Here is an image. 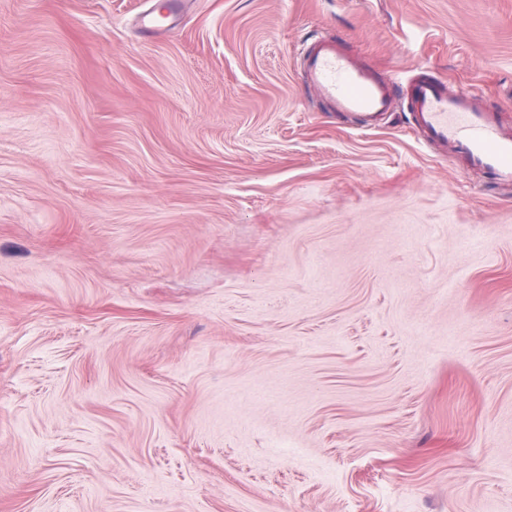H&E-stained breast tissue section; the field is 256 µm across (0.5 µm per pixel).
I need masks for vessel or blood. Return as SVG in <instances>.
Segmentation results:
<instances>
[{
	"label": "vessel or blood",
	"instance_id": "vessel-or-blood-1",
	"mask_svg": "<svg viewBox=\"0 0 512 512\" xmlns=\"http://www.w3.org/2000/svg\"><path fill=\"white\" fill-rule=\"evenodd\" d=\"M309 87L333 112L356 117L360 127L393 111L397 78L381 77L344 50L337 38L314 39L304 59ZM407 111L416 135L444 148L468 171L498 184L512 185V131L498 113L485 108L475 91L449 90L444 82L415 76L407 80Z\"/></svg>",
	"mask_w": 512,
	"mask_h": 512
}]
</instances>
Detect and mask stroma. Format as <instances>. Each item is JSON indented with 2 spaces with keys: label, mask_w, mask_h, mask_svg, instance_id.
<instances>
[{
  "label": "stroma",
  "mask_w": 512,
  "mask_h": 512,
  "mask_svg": "<svg viewBox=\"0 0 512 512\" xmlns=\"http://www.w3.org/2000/svg\"><path fill=\"white\" fill-rule=\"evenodd\" d=\"M0 0V512H512V186L304 80L512 128V0ZM303 64L307 84L316 95L333 112L356 117L361 128L372 129L379 116L393 112L398 78H383L367 68L337 38H315Z\"/></svg>",
  "instance_id": "1"
}]
</instances>
